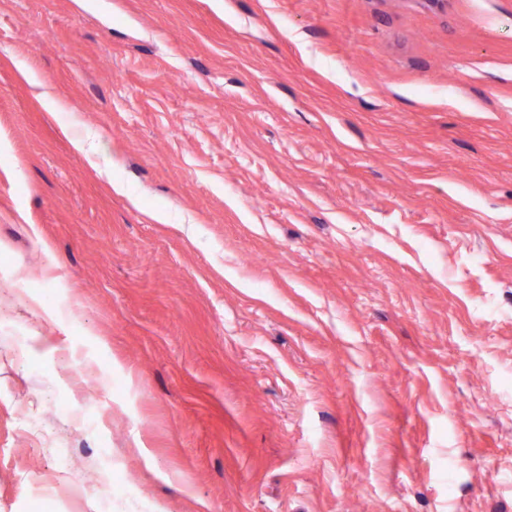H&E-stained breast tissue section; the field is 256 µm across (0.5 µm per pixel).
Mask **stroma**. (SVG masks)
<instances>
[{"instance_id":"35a3bbf8","label":"stroma","mask_w":512,"mask_h":512,"mask_svg":"<svg viewBox=\"0 0 512 512\" xmlns=\"http://www.w3.org/2000/svg\"><path fill=\"white\" fill-rule=\"evenodd\" d=\"M510 457L512 0H0V512H512Z\"/></svg>"}]
</instances>
